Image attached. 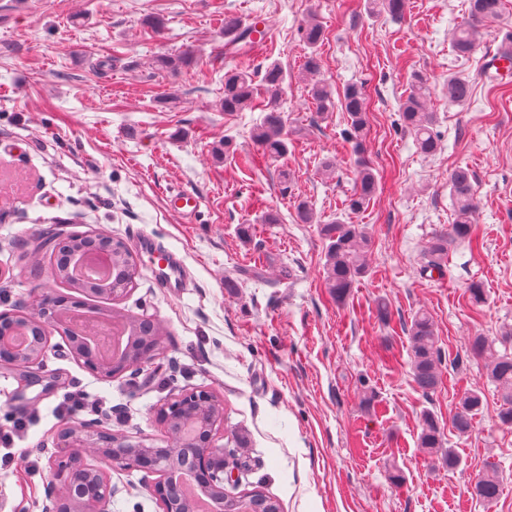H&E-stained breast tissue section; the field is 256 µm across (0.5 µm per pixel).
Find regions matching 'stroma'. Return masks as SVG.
Listing matches in <instances>:
<instances>
[{"instance_id": "1", "label": "stroma", "mask_w": 512, "mask_h": 512, "mask_svg": "<svg viewBox=\"0 0 512 512\" xmlns=\"http://www.w3.org/2000/svg\"><path fill=\"white\" fill-rule=\"evenodd\" d=\"M469 0H407L401 19L370 12L368 0H0V289L11 303L35 283L31 232L98 230L136 243L144 234L183 258L187 282L170 297L143 255L136 284L117 309L159 320L167 331L160 359L134 375L105 381L58 353L46 358V384L21 389L0 365V411L29 418L11 467L0 470V512H45L42 478L66 418L58 405L74 384L123 416L129 435L165 436L151 410L173 394L212 387L224 399V437L245 435L240 491L277 499L282 512H512V428L471 336L512 329V83L484 68L512 30V0L486 23L468 57L452 48ZM263 20L268 39L250 56L224 53L225 13ZM163 19L161 33L145 21ZM324 27L318 77L302 68L298 29ZM190 54V67L155 68L156 56ZM279 64L287 74L280 105L292 140L276 161L253 139L260 108L225 113L224 74ZM430 82L428 107L442 149L421 153L400 128L399 106L412 73ZM472 84L466 104L448 100V75ZM332 95L351 83L369 96L366 155L379 180L369 207L351 215L372 237L370 273L346 305L323 285L320 224L339 213L353 188L354 155L341 132L345 112L318 111L313 81ZM332 171H324L325 161ZM475 178L477 248L452 244L444 278L420 273L431 238L453 218L448 174ZM174 190L197 193L192 220L170 209ZM314 213L296 217L298 202ZM273 212L278 223L261 218ZM482 282L475 308L465 289ZM390 325L375 316L378 302ZM432 317L446 355L438 389L412 379L406 332L413 314ZM376 394L362 405L363 387ZM469 389L483 407L465 436L449 416ZM433 412L446 447L461 463L447 470L420 448V416ZM497 470L502 494L485 505L477 477ZM111 512H158L139 472H116Z\"/></svg>"}]
</instances>
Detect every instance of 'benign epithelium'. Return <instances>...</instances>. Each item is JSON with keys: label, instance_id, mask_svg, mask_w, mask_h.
Returning <instances> with one entry per match:
<instances>
[{"label": "benign epithelium", "instance_id": "benign-epithelium-1", "mask_svg": "<svg viewBox=\"0 0 512 512\" xmlns=\"http://www.w3.org/2000/svg\"><path fill=\"white\" fill-rule=\"evenodd\" d=\"M96 236L75 232L65 238L41 242L36 235L31 256L35 271L66 286L67 292L52 291L40 284L27 298L0 310V363L26 376L38 373L51 350L65 351L84 370L101 380H110L134 368L142 369L164 353L166 332L152 320L157 336L143 345L127 348L118 360H102L85 336L65 327L62 318L71 313L88 314L87 300L123 299L128 288L107 283L92 288L93 279L80 275L73 266H59L55 256L95 248ZM60 341H54V338ZM154 422L166 433L172 448H157L153 438L130 436L95 420L74 418L55 436V455L49 459L45 479L46 512H111L118 488L112 485V471L142 473L141 482L159 512H195L175 482L184 471L209 496L212 512H242L247 493L230 495L224 484L235 483V468L216 444L224 431V400L209 386H196L173 395L154 410Z\"/></svg>", "mask_w": 512, "mask_h": 512}]
</instances>
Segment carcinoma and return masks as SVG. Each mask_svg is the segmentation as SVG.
Here are the masks:
<instances>
[{
	"mask_svg": "<svg viewBox=\"0 0 512 512\" xmlns=\"http://www.w3.org/2000/svg\"><path fill=\"white\" fill-rule=\"evenodd\" d=\"M377 11L392 16L403 13L405 0H372ZM503 0H470L469 19L459 24L453 33V49L460 55L471 54L481 42L483 25L495 21L502 15ZM302 41L310 52L304 60V70L316 74L321 70L319 47L324 41L323 26L314 18L301 25L298 30ZM256 43V29L245 24L234 15H224V54L232 57L247 56ZM191 64L187 56H160L156 67L160 70L177 71ZM285 80L283 69L276 63L268 65L260 80L250 69H235L224 74V96L221 108L225 112H240L263 103L266 115L254 138L262 149V155L275 161L288 153V118L280 106V92ZM471 95L470 82L462 77L448 79V101L460 104ZM429 97L427 79L420 73L413 75L409 95L400 106L401 127L414 135L419 150L433 155L440 149L439 135L434 131L433 113L426 111ZM311 98L317 109L327 112L334 106L331 93L323 84L311 88ZM339 104L347 112V129L342 137L352 143L355 160V183L346 198L345 206L353 214L364 211L376 195L379 183L374 168L364 156L363 141L367 131V98L364 86L352 83L344 87ZM450 196L454 204V221L448 233L436 235L429 243L427 262L422 274L437 273L442 277L448 270V245L466 243L473 245L474 215L478 209L474 179L466 168L454 169L448 177ZM320 234L325 241L323 281L329 296L336 303L349 299L355 284L369 274V259L372 242L361 224H347L340 219L320 225ZM411 341V370L413 381L422 393H433L439 386L441 368L445 355L438 345V337L432 317L425 311L414 313L408 327ZM496 341L478 335L469 345L470 355L485 362L488 380L494 385L501 401L499 423L512 427V352H499ZM483 405L482 393L468 390L461 396L450 418V425L459 435L468 434L474 417ZM420 447L442 461L452 471L459 464V456L452 448L443 447V432L434 414L424 411L418 437ZM501 493V484L496 473H485L474 486V494L486 505L496 503Z\"/></svg>",
	"mask_w": 512,
	"mask_h": 512,
	"instance_id": "carcinoma-1",
	"label": "carcinoma"
}]
</instances>
